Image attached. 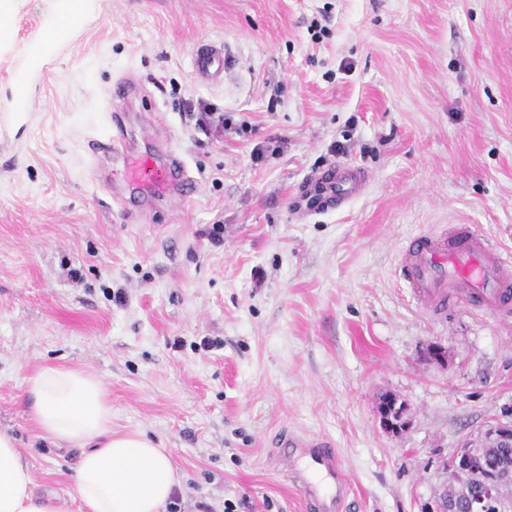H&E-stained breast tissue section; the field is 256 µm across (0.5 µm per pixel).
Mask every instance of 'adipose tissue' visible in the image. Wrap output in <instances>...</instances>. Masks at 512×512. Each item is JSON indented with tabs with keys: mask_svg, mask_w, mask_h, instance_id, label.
<instances>
[{
	"mask_svg": "<svg viewBox=\"0 0 512 512\" xmlns=\"http://www.w3.org/2000/svg\"><path fill=\"white\" fill-rule=\"evenodd\" d=\"M41 436L81 448L72 475L77 512H162L181 483L169 453L146 433L112 430L102 383L79 368L46 366L27 380ZM0 512H64L55 492H37L14 436L0 428Z\"/></svg>",
	"mask_w": 512,
	"mask_h": 512,
	"instance_id": "adipose-tissue-1",
	"label": "adipose tissue"
}]
</instances>
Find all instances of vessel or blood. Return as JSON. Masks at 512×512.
<instances>
[{
  "label": "vessel or blood",
  "instance_id": "b4317fda",
  "mask_svg": "<svg viewBox=\"0 0 512 512\" xmlns=\"http://www.w3.org/2000/svg\"><path fill=\"white\" fill-rule=\"evenodd\" d=\"M94 6V0H63L58 13L46 23L51 38L33 39L15 69L14 99L24 102L32 97L34 75L73 42ZM194 65L198 76L218 81L233 62L223 46L203 43L194 50ZM110 122V129L91 139L93 152L117 151L116 143L122 137L121 118L111 116ZM121 158L127 182L149 199L184 198L194 190L174 153H166L160 159L151 154L125 152ZM361 181L356 169L329 166L316 174L311 186L300 189L294 208L311 213L343 205ZM401 273L415 298L433 313L446 312L449 301L457 296L477 300L481 307L495 313L512 310V256L466 227L457 225L444 234L413 237L402 252ZM275 457L283 475L300 491L308 512H343L351 483L328 439L293 432L282 434Z\"/></svg>",
  "mask_w": 512,
  "mask_h": 512
}]
</instances>
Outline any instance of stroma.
I'll use <instances>...</instances> for the list:
<instances>
[{"label": "stroma", "mask_w": 512, "mask_h": 512, "mask_svg": "<svg viewBox=\"0 0 512 512\" xmlns=\"http://www.w3.org/2000/svg\"><path fill=\"white\" fill-rule=\"evenodd\" d=\"M57 6L18 0L0 41V426L37 491L67 496L81 451L39 438L24 385L65 366L102 381L113 430L168 449L178 512H306L276 464L285 430L334 442L349 512H423L449 451L512 404V316L431 314L399 270L451 224L512 253V0H100L15 111L13 71ZM201 43L231 55L223 82L196 78ZM200 100L234 129L200 131ZM108 112L196 192L122 212V163L89 161ZM336 163L366 191L294 215ZM385 394L408 406L396 436ZM388 397H390V395L384 397L379 405L385 404L384 400ZM388 401H390V398L387 399L386 404H388ZM397 402L398 401L396 400L395 403L397 404ZM396 404L392 405V412L388 409L386 405H383L381 407V410H378L384 431L392 435L399 434L403 429H405L408 426L409 423L405 417L407 411L406 405L402 404L401 402L399 404V406H401L402 404L400 409L396 407Z\"/></svg>", "instance_id": "1"}]
</instances>
